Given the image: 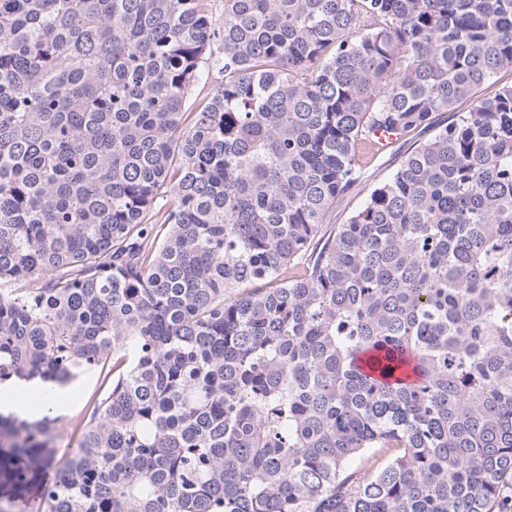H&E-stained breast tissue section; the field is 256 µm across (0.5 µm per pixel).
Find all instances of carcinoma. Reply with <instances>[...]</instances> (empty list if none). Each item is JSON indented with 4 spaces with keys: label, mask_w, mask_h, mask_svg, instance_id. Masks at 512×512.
Instances as JSON below:
<instances>
[{
    "label": "carcinoma",
    "mask_w": 512,
    "mask_h": 512,
    "mask_svg": "<svg viewBox=\"0 0 512 512\" xmlns=\"http://www.w3.org/2000/svg\"><path fill=\"white\" fill-rule=\"evenodd\" d=\"M503 71L512 0H0V390L108 384L0 512H512ZM430 136L431 131L429 130H416L376 156L366 173V181L362 188H360L361 192H354L336 201V207L330 215V224L345 223L351 213L362 205L374 185L383 181L392 173L401 155L413 147L415 143L426 140Z\"/></svg>",
    "instance_id": "carcinoma-1"
}]
</instances>
